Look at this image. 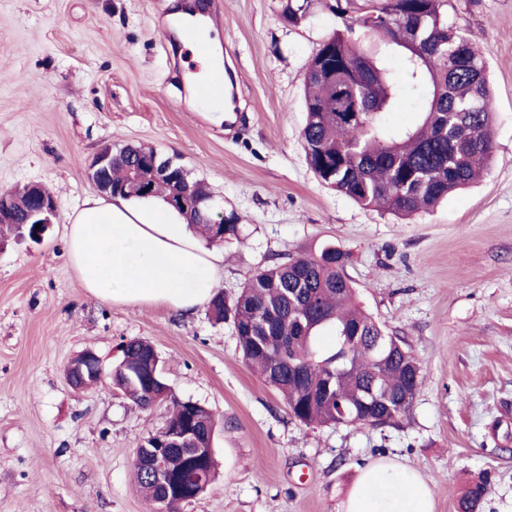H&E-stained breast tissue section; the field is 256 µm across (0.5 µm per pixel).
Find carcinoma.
<instances>
[{
  "mask_svg": "<svg viewBox=\"0 0 512 512\" xmlns=\"http://www.w3.org/2000/svg\"><path fill=\"white\" fill-rule=\"evenodd\" d=\"M311 0H286L281 12L290 25L304 19ZM448 0H335L330 9L345 17L320 44L305 76L306 122L302 139L307 163L323 184L370 209L397 216L427 211L473 182L491 157L494 119L488 62L459 28L448 24ZM380 37L400 56L393 67L356 36V28ZM409 96L421 99L419 123L393 128L386 115ZM157 150L126 145L115 149L108 178L112 197L160 198L189 192L180 211L213 245L239 239V217L214 213L210 188L178 167L179 179H161L148 191L132 180L130 157L153 160ZM346 253L325 245L316 254L291 256L256 272L230 302L216 293L208 313L230 321L243 361L282 397L302 424L390 426L409 414L423 375L412 369V352L389 347L370 353L384 328L365 313L345 272ZM358 334L357 346L338 373L336 356L345 337ZM332 344L321 349V337ZM130 362L148 369L154 347L142 339L124 343ZM147 373L114 379L133 404L151 408L168 402L166 426L186 427L197 445L209 446L215 418L203 405L180 400L146 381ZM383 388L393 405L386 411L370 394ZM171 475L197 471L204 484L215 478L213 456H191L179 449L166 457ZM139 492L153 507L165 497L162 486L132 470ZM489 489L478 478L459 503L477 512Z\"/></svg>",
  "mask_w": 512,
  "mask_h": 512,
  "instance_id": "carcinoma-1",
  "label": "carcinoma"
}]
</instances>
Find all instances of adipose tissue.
I'll use <instances>...</instances> for the list:
<instances>
[{
    "mask_svg": "<svg viewBox=\"0 0 512 512\" xmlns=\"http://www.w3.org/2000/svg\"><path fill=\"white\" fill-rule=\"evenodd\" d=\"M67 247L83 287L96 299L183 313L209 302L223 259L201 246L184 218L154 200L137 206L87 200L71 219ZM339 512H434V502L417 470L382 461L360 473Z\"/></svg>",
    "mask_w": 512,
    "mask_h": 512,
    "instance_id": "ef3b65f1",
    "label": "adipose tissue"
}]
</instances>
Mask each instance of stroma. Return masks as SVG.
I'll return each instance as SVG.
<instances>
[{
	"mask_svg": "<svg viewBox=\"0 0 512 512\" xmlns=\"http://www.w3.org/2000/svg\"><path fill=\"white\" fill-rule=\"evenodd\" d=\"M180 2L0 0V192L38 183L57 203L40 241L0 237V512H151L132 461L165 407L65 375L87 348L112 365L132 338L153 345L178 398L217 421L218 477L181 512H337L379 459L417 469L434 512H458L482 475L478 512H512V0H448L449 24L489 64L495 148L479 181L409 217L358 205L306 161V66L341 24L322 0L296 26L284 0H206L239 94L230 127L191 105ZM106 145L156 148L237 214L226 298L274 261L345 251L360 307L422 367L409 414L387 427L300 424L243 362L231 323L92 297L66 233L99 193L88 172Z\"/></svg>",
	"mask_w": 512,
	"mask_h": 512,
	"instance_id": "obj_1",
	"label": "stroma"
}]
</instances>
